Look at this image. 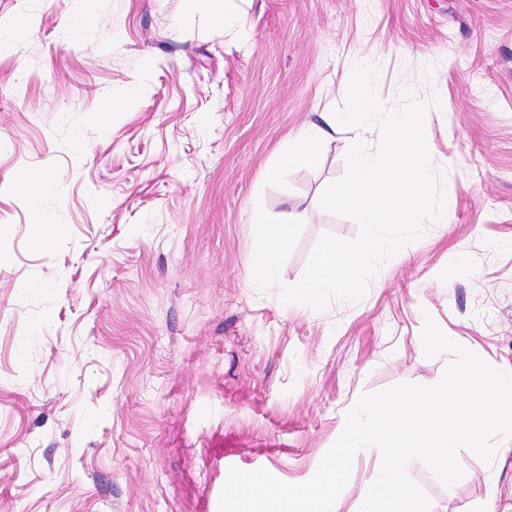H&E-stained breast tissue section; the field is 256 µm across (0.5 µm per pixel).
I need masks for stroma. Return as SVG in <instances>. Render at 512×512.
<instances>
[{
  "label": "stroma",
  "instance_id": "obj_1",
  "mask_svg": "<svg viewBox=\"0 0 512 512\" xmlns=\"http://www.w3.org/2000/svg\"><path fill=\"white\" fill-rule=\"evenodd\" d=\"M363 61L390 105L440 99L450 219L360 302L286 305L321 236L357 237L319 199L379 131L271 172ZM256 197L305 210L272 288L252 285ZM429 317L512 369V0H228L222 25L203 2L0 0V512H219L233 467L305 482L361 394L442 378ZM380 462L356 454L336 512ZM458 462L450 487L409 463L430 512H512V450Z\"/></svg>",
  "mask_w": 512,
  "mask_h": 512
}]
</instances>
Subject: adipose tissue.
Masks as SVG:
<instances>
[{
  "mask_svg": "<svg viewBox=\"0 0 512 512\" xmlns=\"http://www.w3.org/2000/svg\"><path fill=\"white\" fill-rule=\"evenodd\" d=\"M325 132L314 127L296 135L280 159L284 168H309L319 160V146ZM302 214L297 209H290L281 214L277 221H268L262 207H255L251 222L256 229V239L260 252L256 257L259 286H271L279 279V257L288 246L291 230L298 224Z\"/></svg>",
  "mask_w": 512,
  "mask_h": 512,
  "instance_id": "1",
  "label": "adipose tissue"
}]
</instances>
